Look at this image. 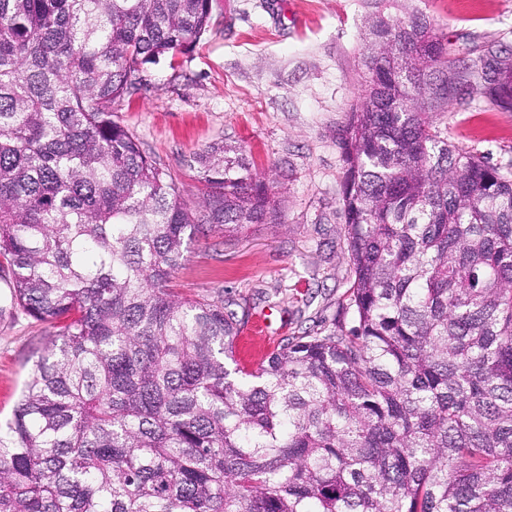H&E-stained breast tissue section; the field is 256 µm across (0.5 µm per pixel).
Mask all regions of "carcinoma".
Returning <instances> with one entry per match:
<instances>
[{
  "mask_svg": "<svg viewBox=\"0 0 512 512\" xmlns=\"http://www.w3.org/2000/svg\"><path fill=\"white\" fill-rule=\"evenodd\" d=\"M212 0H0V262L52 328L0 435V512H512V172L434 114L512 111V56L462 64L425 15L369 21L336 131L350 325L234 366L242 320L170 288L207 226L280 211L243 152L184 201L113 105Z\"/></svg>",
  "mask_w": 512,
  "mask_h": 512,
  "instance_id": "carcinoma-1",
  "label": "carcinoma"
}]
</instances>
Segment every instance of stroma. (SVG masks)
<instances>
[{"label": "stroma", "instance_id": "1", "mask_svg": "<svg viewBox=\"0 0 512 512\" xmlns=\"http://www.w3.org/2000/svg\"><path fill=\"white\" fill-rule=\"evenodd\" d=\"M405 9L425 13L453 56L489 46L512 54V0H397L389 13ZM372 10L373 0H212L195 48L145 65L141 90L119 102V120L187 202L198 194L196 153L221 141L243 150L281 211V224H254L235 238L198 234L174 274L177 291L223 295L246 321L266 316L284 338L348 322L336 129L365 80ZM470 100L437 113V123L460 147L512 170V112L476 90ZM48 334L12 305L1 275L0 428Z\"/></svg>", "mask_w": 512, "mask_h": 512}]
</instances>
